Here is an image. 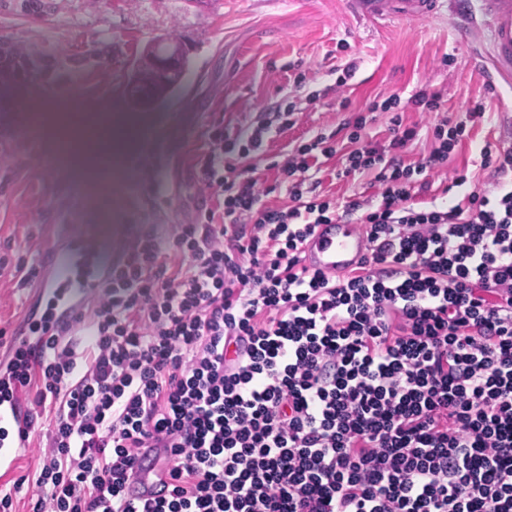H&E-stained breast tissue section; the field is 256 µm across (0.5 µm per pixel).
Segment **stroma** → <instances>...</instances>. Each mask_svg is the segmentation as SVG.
<instances>
[{"label":"stroma","mask_w":512,"mask_h":512,"mask_svg":"<svg viewBox=\"0 0 512 512\" xmlns=\"http://www.w3.org/2000/svg\"><path fill=\"white\" fill-rule=\"evenodd\" d=\"M170 32L189 47L188 71L176 95L142 111L147 132L124 159L125 178L105 172L96 185L83 183L32 124L15 125L21 105L32 114L68 100L76 117L90 122L129 112L127 75L142 49ZM490 41L481 0H439L432 16L375 22L356 16L348 0H0V48L17 55L13 62L0 57V259L29 266L46 248L79 236L97 244L106 262L137 229L170 239L176 225L198 223L210 203L194 168L208 128L223 123L225 141H233L287 95L296 104L291 127L251 160L263 179L275 177L271 161L316 134H335L338 148L348 149L345 125L360 115L369 118V138L388 144L391 115L371 106L394 96L405 124L419 131L407 163L429 152L428 131L441 117L466 120L477 102L486 109L447 167L429 172L431 187L420 201L445 202L443 189L457 170L496 192L512 178L481 168L480 150L488 141L507 145L501 110L512 88L493 86L473 56ZM419 91L440 94L442 112L411 104ZM338 166L333 158L315 171L323 194L340 206L353 196L375 200L369 176L340 179ZM151 173L168 206L142 201L138 186ZM29 297V286L0 273V331H12ZM45 444V437H31L0 472V491L12 495L16 512L36 505L35 489L19 478L40 467Z\"/></svg>","instance_id":"35a3bbf8"}]
</instances>
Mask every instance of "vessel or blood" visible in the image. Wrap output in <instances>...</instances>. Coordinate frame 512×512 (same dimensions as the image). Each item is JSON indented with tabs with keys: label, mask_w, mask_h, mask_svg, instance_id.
<instances>
[{
	"label": "vessel or blood",
	"mask_w": 512,
	"mask_h": 512,
	"mask_svg": "<svg viewBox=\"0 0 512 512\" xmlns=\"http://www.w3.org/2000/svg\"><path fill=\"white\" fill-rule=\"evenodd\" d=\"M359 15L374 20L389 16L417 19L430 16L437 0H350ZM490 21L493 39L489 58L503 79L512 78V0H481ZM370 244L360 224L318 225L303 246L305 264L327 274L345 272L366 257ZM40 302L29 313L11 340L13 351L34 356L35 345L44 336L68 335L80 322L86 305L103 287L105 276L100 272L93 250L79 240L69 241L65 252L49 250L42 257ZM9 395L0 399V464L18 457L26 429L24 412L27 404L21 385L14 374L0 376ZM159 466L145 467L138 484L130 488L132 499H149L151 484L160 478Z\"/></svg>",
	"instance_id": "vessel-or-blood-1"
}]
</instances>
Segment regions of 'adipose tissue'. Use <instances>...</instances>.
Wrapping results in <instances>:
<instances>
[{
  "label": "adipose tissue",
  "instance_id": "1",
  "mask_svg": "<svg viewBox=\"0 0 512 512\" xmlns=\"http://www.w3.org/2000/svg\"><path fill=\"white\" fill-rule=\"evenodd\" d=\"M42 129L56 146L65 149L66 161L84 176H93L103 162H111L113 172L125 176L123 159L134 150L146 130L136 116L105 114L93 130H86L72 115L70 104L60 103L39 115Z\"/></svg>",
  "mask_w": 512,
  "mask_h": 512
}]
</instances>
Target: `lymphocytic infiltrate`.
Masks as SVG:
<instances>
[{
	"mask_svg": "<svg viewBox=\"0 0 512 512\" xmlns=\"http://www.w3.org/2000/svg\"><path fill=\"white\" fill-rule=\"evenodd\" d=\"M294 110L277 103L229 147L213 124L201 223L164 245L133 236L84 362L66 337L39 346L22 386L48 442L30 478L45 512H512V189L460 173L457 203L417 206L467 125L440 119L407 165L418 131L398 113L384 147L357 117L339 171L373 174L378 205L318 193L309 171L337 153L322 133L262 184L246 160ZM279 190L288 205H268ZM354 215L360 266L304 265L316 225ZM143 448L171 461L145 503L126 493Z\"/></svg>",
	"mask_w": 512,
	"mask_h": 512,
	"instance_id": "f902f5d3",
	"label": "lymphocytic infiltrate"
}]
</instances>
